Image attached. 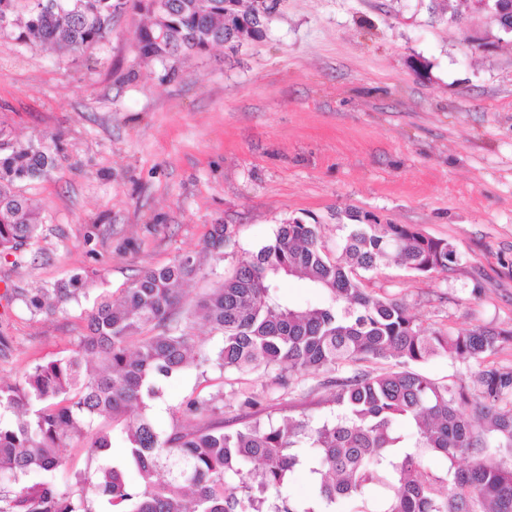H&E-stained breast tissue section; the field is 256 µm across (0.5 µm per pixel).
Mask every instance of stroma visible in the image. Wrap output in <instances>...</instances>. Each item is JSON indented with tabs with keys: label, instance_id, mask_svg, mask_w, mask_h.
<instances>
[{
	"label": "stroma",
	"instance_id": "1",
	"mask_svg": "<svg viewBox=\"0 0 512 512\" xmlns=\"http://www.w3.org/2000/svg\"><path fill=\"white\" fill-rule=\"evenodd\" d=\"M454 5L467 11L466 0H280L263 38L164 61L140 57L146 16L130 8L81 55L0 34V150L59 138L54 168L21 186L40 236L0 256V379L70 355L95 298H119L141 270L196 254L187 309L285 221L320 225L340 254L352 212L412 225L459 256L430 277L379 266L365 275L372 295L401 300L426 332L512 330V34L475 13L452 22ZM215 224L232 231L218 250ZM75 273L78 300L49 315L26 306ZM476 369L445 356L420 366L467 386ZM353 373L283 385L274 369L208 363L167 383L153 417L171 429L182 401L220 392L228 432L323 419L330 377Z\"/></svg>",
	"mask_w": 512,
	"mask_h": 512
}]
</instances>
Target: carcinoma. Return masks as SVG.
<instances>
[{
  "mask_svg": "<svg viewBox=\"0 0 512 512\" xmlns=\"http://www.w3.org/2000/svg\"><path fill=\"white\" fill-rule=\"evenodd\" d=\"M130 4L151 15L136 34L146 59L205 53L226 43V11L246 17L254 9L244 0H0V31L83 53L107 39ZM57 152L48 137L0 153L1 256L38 238L39 212L18 187ZM347 229L333 257L320 225H278L185 317L183 285L200 270L191 254L142 271L117 300H96L77 350L0 381V480L13 485L0 495V512H343L347 503L349 512H512V368L485 363L512 344V331H422L402 302L373 297L363 273L386 260L421 276L446 273L458 262L454 246L407 224ZM230 237L228 225L216 224L209 245ZM283 277L305 280L323 301L290 305L278 292ZM83 293L75 273L25 303L53 313ZM196 315L221 336L214 362L224 370L298 376L382 359L394 368L335 380L336 412L316 423L255 419L227 433L212 421L223 401L217 393L184 401L188 423L165 432L150 414L163 384L209 361L193 354ZM438 355L474 360L473 388L414 369ZM107 421L122 425L119 456ZM82 440L94 468L73 472L62 487L60 448ZM433 457L445 470L427 467ZM297 468L313 481L306 500L289 492Z\"/></svg>",
  "mask_w": 512,
  "mask_h": 512,
  "instance_id": "1",
  "label": "carcinoma"
}]
</instances>
